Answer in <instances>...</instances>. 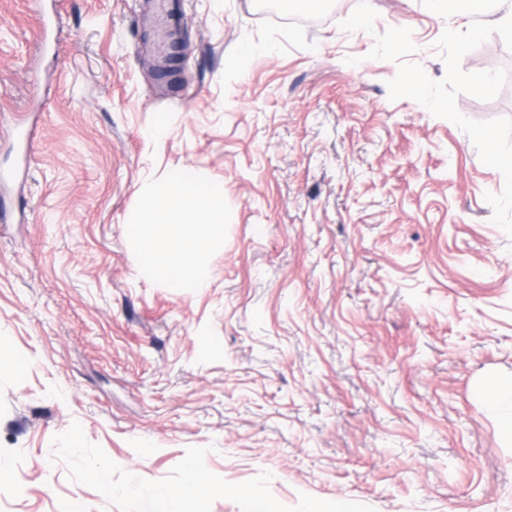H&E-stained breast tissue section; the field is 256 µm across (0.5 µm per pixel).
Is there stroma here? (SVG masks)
I'll return each mask as SVG.
<instances>
[{
	"instance_id": "1",
	"label": "stroma",
	"mask_w": 512,
	"mask_h": 512,
	"mask_svg": "<svg viewBox=\"0 0 512 512\" xmlns=\"http://www.w3.org/2000/svg\"><path fill=\"white\" fill-rule=\"evenodd\" d=\"M342 2L293 24L261 0H0V128L38 132L0 135V512H151L126 487L178 488L192 455L206 512L248 487L275 512H512L504 177L369 56L407 27L442 79L436 42L470 21ZM456 106L512 117V80ZM176 169L224 193L194 291L148 280L125 232Z\"/></svg>"
}]
</instances>
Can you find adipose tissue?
Segmentation results:
<instances>
[{"label": "adipose tissue", "instance_id": "adipose-tissue-1", "mask_svg": "<svg viewBox=\"0 0 512 512\" xmlns=\"http://www.w3.org/2000/svg\"><path fill=\"white\" fill-rule=\"evenodd\" d=\"M430 11L461 8L476 18H496L512 37V11L505 0H426ZM128 236L140 249L141 267L150 276L176 288H202L207 282V256L224 250V193L181 170L171 171L161 187L146 191L139 218L127 225ZM181 487L159 486L150 496L161 512H205L209 492L200 479L201 465L184 464Z\"/></svg>", "mask_w": 512, "mask_h": 512}]
</instances>
